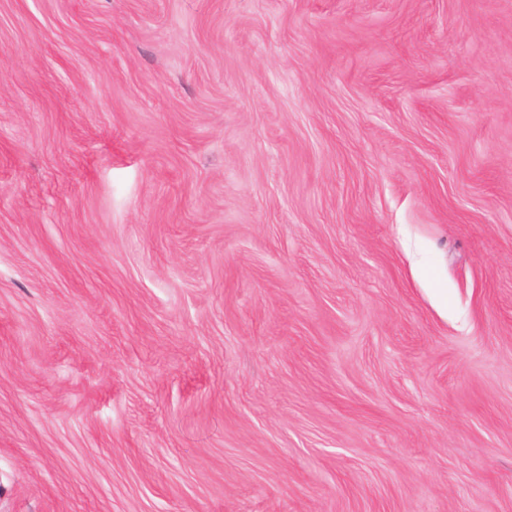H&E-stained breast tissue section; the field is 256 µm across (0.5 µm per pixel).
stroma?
I'll return each instance as SVG.
<instances>
[{"label": "stroma", "instance_id": "obj_1", "mask_svg": "<svg viewBox=\"0 0 512 512\" xmlns=\"http://www.w3.org/2000/svg\"><path fill=\"white\" fill-rule=\"evenodd\" d=\"M0 512H512V0H0Z\"/></svg>", "mask_w": 512, "mask_h": 512}]
</instances>
